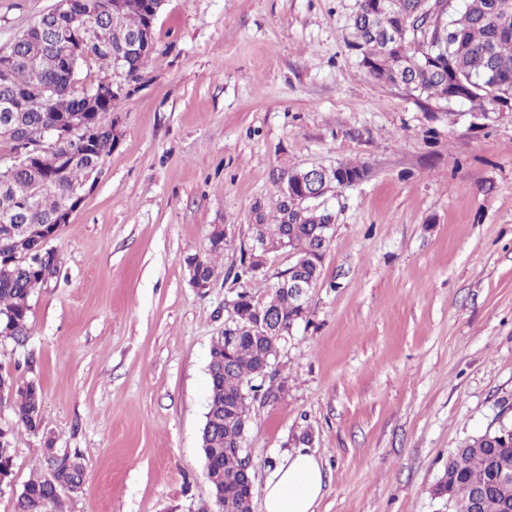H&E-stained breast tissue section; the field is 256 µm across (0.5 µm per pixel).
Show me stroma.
I'll list each match as a JSON object with an SVG mask.
<instances>
[{
    "label": "stroma",
    "instance_id": "obj_1",
    "mask_svg": "<svg viewBox=\"0 0 512 512\" xmlns=\"http://www.w3.org/2000/svg\"><path fill=\"white\" fill-rule=\"evenodd\" d=\"M357 0H165L144 84L115 104L119 144L51 246L0 372L42 390L43 428L17 429L16 484L46 438L84 458L66 512H198L207 365L232 296L224 273L273 211L278 170L348 161L308 313L283 342L286 378L254 402L253 512L289 454L320 461L316 512H448L449 456L512 419V118L418 99L350 50ZM56 0H0V47ZM212 288L188 283L214 225Z\"/></svg>",
    "mask_w": 512,
    "mask_h": 512
}]
</instances>
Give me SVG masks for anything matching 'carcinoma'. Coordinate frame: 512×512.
I'll use <instances>...</instances> for the list:
<instances>
[{
    "label": "carcinoma",
    "instance_id": "carcinoma-1",
    "mask_svg": "<svg viewBox=\"0 0 512 512\" xmlns=\"http://www.w3.org/2000/svg\"><path fill=\"white\" fill-rule=\"evenodd\" d=\"M106 7L105 0H74L72 13L59 25L74 28L83 22L88 5ZM495 0H357L353 16L351 50L370 76L402 86L417 98H438L447 102L461 100L460 90L471 91L470 105L493 111L502 98L512 99V6L497 9ZM143 15L133 9L112 23L104 14L90 40L84 46L85 56L76 72L64 70L72 55L69 43L59 41L45 46L46 28L29 27L19 33L5 51L13 55V63L0 68V101L11 98L23 103L13 112L0 110V126L15 129L11 136H0V142L17 149L16 137L38 126L45 111L60 118L86 108L92 100L98 79L80 78L82 68L94 61L99 76L112 72V47L120 38L137 30ZM448 47V60L432 65L426 56L429 48ZM107 106L89 113L100 133L94 156L78 158L70 166L66 185H56L44 169L52 161L32 160L15 168L6 177L8 186L0 185V218L5 215L26 216L32 224H44L59 208L65 187L80 185L90 176L101 173L104 157L112 151ZM367 172L363 164L339 163L328 168L325 188L344 187L361 181ZM305 170L283 169L277 180H286L288 196H279L273 215L260 204L252 209V238L262 242L271 252L286 251L292 243L299 250L291 268L318 286L326 247L332 237L328 226L334 214L301 202V182ZM224 250V239L210 237L209 255L189 256L185 263L204 278L215 276L211 255ZM58 261L42 262L33 253L30 262L0 261V316L8 318L13 333L27 336L30 299L33 290L58 273ZM232 285L241 287L236 293L234 319L230 328L240 336L238 345L230 348L219 334L212 342L208 366L217 375L209 376V402L205 413L201 440L204 454L213 459L206 470L212 505L199 512H250L251 494L242 471V463L232 448L243 439L250 420L256 392L271 396L282 391L283 381L275 367L281 341L288 329L306 317L307 309L298 306L280 287L288 271L264 301L255 299L248 285L265 277L256 269L245 248H240L239 264L234 267ZM276 317V325L265 329L260 323L268 315ZM10 399L8 407L14 423L0 427V471L13 468V436L17 427L37 433L42 428V396L34 381L19 382L6 373ZM53 481L41 475L25 482L15 496L14 512H59L61 491L76 492L82 488L84 466L78 453L59 451ZM512 456V419H504L492 429L471 439L448 460L455 479L447 485L452 505H469L475 492L482 493L479 512H505L512 507V483L502 482L493 474V461Z\"/></svg>",
    "mask_w": 512,
    "mask_h": 512
}]
</instances>
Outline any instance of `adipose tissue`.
Listing matches in <instances>:
<instances>
[{
	"label": "adipose tissue",
	"instance_id": "adipose-tissue-1",
	"mask_svg": "<svg viewBox=\"0 0 512 512\" xmlns=\"http://www.w3.org/2000/svg\"><path fill=\"white\" fill-rule=\"evenodd\" d=\"M323 478L315 456L302 451L290 455L265 484L263 512H314Z\"/></svg>",
	"mask_w": 512,
	"mask_h": 512
}]
</instances>
